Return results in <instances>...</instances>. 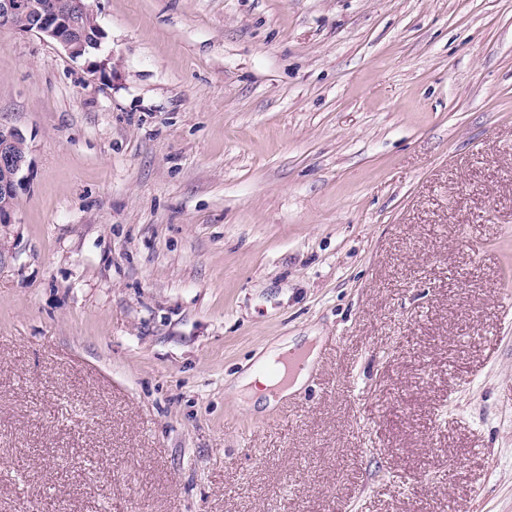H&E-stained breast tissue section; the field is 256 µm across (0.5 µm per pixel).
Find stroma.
<instances>
[{"mask_svg":"<svg viewBox=\"0 0 512 512\" xmlns=\"http://www.w3.org/2000/svg\"><path fill=\"white\" fill-rule=\"evenodd\" d=\"M87 4L0 27V512H512V0ZM89 6L83 0H72L66 9L60 10L54 0L33 4L28 0H0V24L26 33L36 34L61 47L73 59L83 51L75 34L83 27ZM93 14L88 18L86 40L89 42L100 30ZM0 25V26H1ZM28 163V144L24 134L15 127L0 126V224L11 223L19 192L21 176ZM274 346L275 347L269 350L267 354L259 360L256 368L263 364H274L277 358L288 353V351L293 348V345H288L286 343H278ZM256 368L248 371L240 378L234 391L238 396V403L251 410H256L257 408H261L265 405L272 406L275 403V400L285 398L288 395L299 391L307 380V374L305 372L297 374L292 380L290 386L288 387L287 385L278 395V398L275 399L272 396L270 388L277 386L280 383V378H267L265 375L259 373ZM258 385L262 386L263 389H260Z\"/></svg>","mask_w":512,"mask_h":512,"instance_id":"obj_1","label":"stroma"}]
</instances>
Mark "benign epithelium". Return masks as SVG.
<instances>
[{"label": "benign epithelium", "instance_id": "1", "mask_svg": "<svg viewBox=\"0 0 512 512\" xmlns=\"http://www.w3.org/2000/svg\"><path fill=\"white\" fill-rule=\"evenodd\" d=\"M91 14L84 0H70L61 10L53 0L34 4L30 0H0V24L61 47L73 59L83 51L75 34ZM28 163V144L15 127L0 126V224L11 223L19 192L23 189L22 172Z\"/></svg>", "mask_w": 512, "mask_h": 512}]
</instances>
